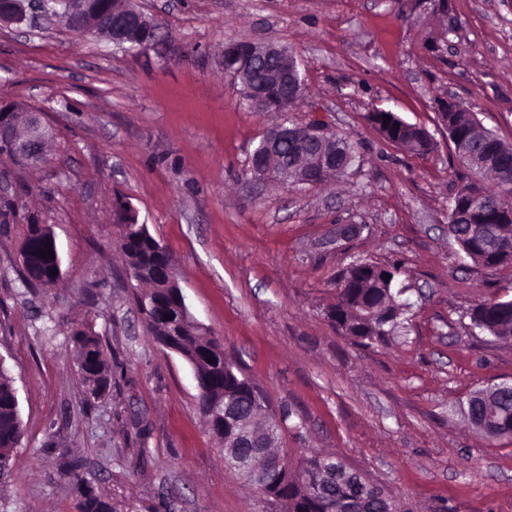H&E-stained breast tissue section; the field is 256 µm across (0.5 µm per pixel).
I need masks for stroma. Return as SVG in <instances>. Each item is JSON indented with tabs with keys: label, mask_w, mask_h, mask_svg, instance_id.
I'll return each mask as SVG.
<instances>
[{
	"label": "stroma",
	"mask_w": 512,
	"mask_h": 512,
	"mask_svg": "<svg viewBox=\"0 0 512 512\" xmlns=\"http://www.w3.org/2000/svg\"><path fill=\"white\" fill-rule=\"evenodd\" d=\"M156 43L119 49L62 19L0 27V101L43 112L55 135L31 170L0 158V364L23 438L0 512H80L78 471L112 512H270L224 464L198 410L191 365L139 309L113 211L130 202L165 246L207 336L287 412L298 460L333 453L401 512H512V442L466 418L468 395L512 381V340L472 328L469 309L512 296V268L461 258L448 205L464 168L438 126L451 96L512 142V0H136ZM229 41H270L304 66L290 117L322 118L356 157L324 185L254 177L251 155L278 112H256L224 72ZM376 110L423 126L417 155L384 140ZM48 225L63 276L26 288L23 228ZM358 235L337 239L336 227ZM401 268L411 305L359 345L329 310L351 263ZM92 323L114 364L85 401L68 334Z\"/></svg>",
	"instance_id": "obj_1"
}]
</instances>
